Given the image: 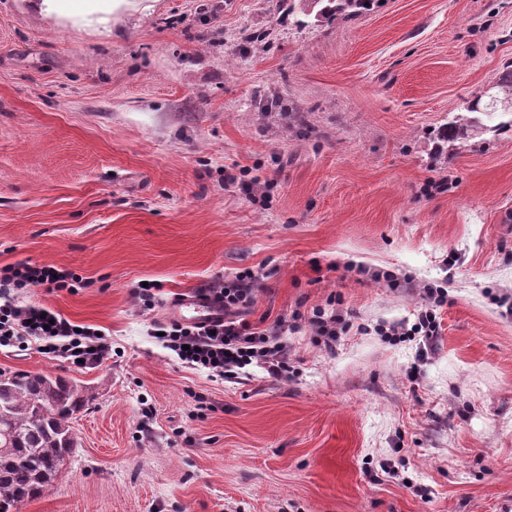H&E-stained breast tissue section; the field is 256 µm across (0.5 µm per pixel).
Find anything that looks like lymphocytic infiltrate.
Returning a JSON list of instances; mask_svg holds the SVG:
<instances>
[{"label": "lymphocytic infiltrate", "mask_w": 512, "mask_h": 512, "mask_svg": "<svg viewBox=\"0 0 512 512\" xmlns=\"http://www.w3.org/2000/svg\"><path fill=\"white\" fill-rule=\"evenodd\" d=\"M258 274L236 273L215 285L203 288V295L218 302L223 316L206 324L178 321L155 323L162 346L189 368L208 373L218 380H231L240 371L255 365L269 377L288 374V348L282 339L283 320L253 322L244 313L254 303ZM83 285L75 273L51 265L18 263L0 268V347H21L27 338L40 342L41 353L93 368L110 358L112 345L94 327L76 326L54 310L19 307L15 293L38 286L50 293H74Z\"/></svg>", "instance_id": "1"}]
</instances>
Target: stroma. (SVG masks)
<instances>
[{"instance_id": "35a3bbf8", "label": "stroma", "mask_w": 512, "mask_h": 512, "mask_svg": "<svg viewBox=\"0 0 512 512\" xmlns=\"http://www.w3.org/2000/svg\"><path fill=\"white\" fill-rule=\"evenodd\" d=\"M299 18L281 0H0V266L83 277L17 303L112 344L93 368L34 338L0 348V372L93 396L19 512H512V131L443 165L430 137L512 65V0ZM245 270L251 320L288 324L285 379L215 380L150 335L172 299ZM431 287L438 336L378 335ZM317 308L350 322L333 346Z\"/></svg>"}]
</instances>
